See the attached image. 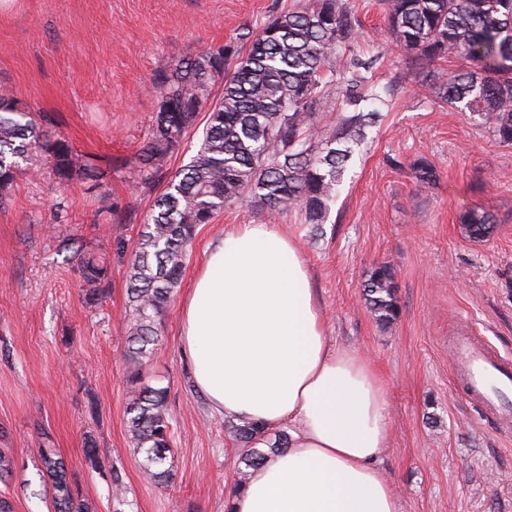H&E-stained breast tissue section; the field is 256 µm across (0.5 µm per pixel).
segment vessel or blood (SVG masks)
<instances>
[{"instance_id":"vessel-or-blood-1","label":"vessel or blood","mask_w":512,"mask_h":512,"mask_svg":"<svg viewBox=\"0 0 512 512\" xmlns=\"http://www.w3.org/2000/svg\"><path fill=\"white\" fill-rule=\"evenodd\" d=\"M449 350L469 400L498 418L503 426L512 425V360L467 332L454 337Z\"/></svg>"}]
</instances>
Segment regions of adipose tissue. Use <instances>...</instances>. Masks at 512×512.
<instances>
[{"mask_svg": "<svg viewBox=\"0 0 512 512\" xmlns=\"http://www.w3.org/2000/svg\"><path fill=\"white\" fill-rule=\"evenodd\" d=\"M180 340L212 412L257 422L258 447L229 512H400L378 465L391 430L380 376L337 347L298 243L241 224L212 244L181 313Z\"/></svg>", "mask_w": 512, "mask_h": 512, "instance_id": "ef3b65f1", "label": "adipose tissue"}]
</instances>
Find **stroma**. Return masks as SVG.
<instances>
[{
	"mask_svg": "<svg viewBox=\"0 0 512 512\" xmlns=\"http://www.w3.org/2000/svg\"><path fill=\"white\" fill-rule=\"evenodd\" d=\"M300 0H0V83L78 154L100 157L101 192L60 184L33 150L0 202V452L11 471L0 498L13 512H53L40 451L56 449L76 504L89 512H227L240 451L195 387L179 341L183 299L208 246L238 224L287 225L311 269L330 333L361 350L386 389L392 430L379 462L401 512H512V431L465 399L448 340L470 324L512 356V145L421 84L417 65L382 39L378 0H351L356 55L388 86L383 118L367 131L327 224L250 201L199 225L143 382L168 390L173 416L169 485L148 482L126 427V253L167 181L195 154L182 138L160 176L141 185L136 153L153 130L156 74L267 23ZM437 182L421 186L415 161ZM495 218L470 240L460 214ZM105 255L106 291L87 305L78 252ZM395 274L399 317L382 326L363 285L373 267ZM97 455L87 458V444Z\"/></svg>",
	"mask_w": 512,
	"mask_h": 512,
	"instance_id": "1",
	"label": "stroma"
}]
</instances>
